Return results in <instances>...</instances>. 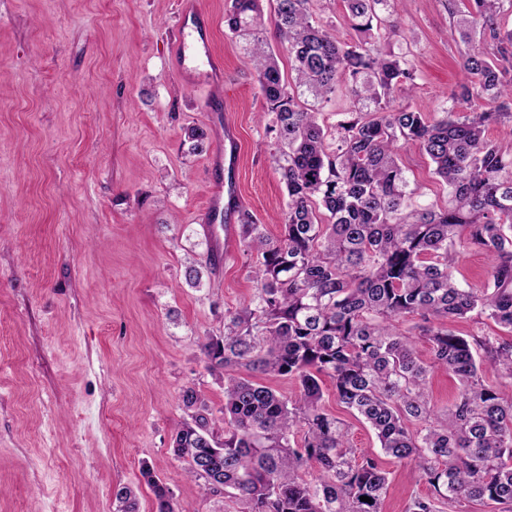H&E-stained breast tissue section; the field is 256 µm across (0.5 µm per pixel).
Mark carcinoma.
Masks as SVG:
<instances>
[{"mask_svg": "<svg viewBox=\"0 0 512 512\" xmlns=\"http://www.w3.org/2000/svg\"><path fill=\"white\" fill-rule=\"evenodd\" d=\"M312 2L276 0L290 80L267 42L263 0H228L225 9V28L245 41L274 114L273 162L288 200L277 237L240 213L244 251L258 257L255 298L225 310L224 335L204 345L208 368L224 373V438L188 387L190 420L176 428L173 453L205 492L240 512H382L384 462L352 447L346 424L324 408L329 382L383 455L414 465L428 484L405 512H457L464 500L512 512V398L502 392L512 383V148L488 136L492 126L512 130V27L499 23L512 0H448L466 45L464 81L434 117L406 102L415 72L381 47L403 0H343L358 33L351 42L314 17ZM338 97L353 109L329 128L321 109ZM402 142L418 145L448 186L444 204L416 200ZM462 247L489 260L479 285L453 277ZM473 314L506 335L451 328ZM408 317L414 323L401 328ZM418 336L428 361L416 354ZM435 370L458 383L444 408L429 395ZM259 374L285 377L298 393L287 397ZM142 476L156 512H180L149 468ZM113 497L115 512H138L135 488Z\"/></svg>", "mask_w": 512, "mask_h": 512, "instance_id": "1", "label": "carcinoma"}]
</instances>
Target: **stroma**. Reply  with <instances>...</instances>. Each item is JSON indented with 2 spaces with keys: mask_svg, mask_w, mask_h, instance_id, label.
<instances>
[{
  "mask_svg": "<svg viewBox=\"0 0 512 512\" xmlns=\"http://www.w3.org/2000/svg\"><path fill=\"white\" fill-rule=\"evenodd\" d=\"M200 2L240 137L219 178L212 93L186 87L172 57L179 0H0V512H114L124 485L155 512L145 465L183 512L235 508L172 451L183 388L223 432L224 382L202 346L255 293L254 257L201 215L220 180L275 236L287 193L226 0ZM394 21L384 48L407 55L410 102L435 113L463 78L448 2L407 0ZM189 257L205 265L197 288ZM386 468L384 512L428 494L412 465Z\"/></svg>",
  "mask_w": 512,
  "mask_h": 512,
  "instance_id": "stroma-1",
  "label": "stroma"
}]
</instances>
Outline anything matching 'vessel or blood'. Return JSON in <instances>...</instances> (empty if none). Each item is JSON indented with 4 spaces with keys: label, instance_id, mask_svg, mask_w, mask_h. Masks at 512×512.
<instances>
[{
    "label": "vessel or blood",
    "instance_id": "vessel-or-blood-1",
    "mask_svg": "<svg viewBox=\"0 0 512 512\" xmlns=\"http://www.w3.org/2000/svg\"><path fill=\"white\" fill-rule=\"evenodd\" d=\"M182 36L172 48L176 67L189 84L215 90L224 85V61L212 46L199 0H180ZM237 138L225 128L224 143L211 161L215 170H223L226 159L236 158Z\"/></svg>",
    "mask_w": 512,
    "mask_h": 512
}]
</instances>
